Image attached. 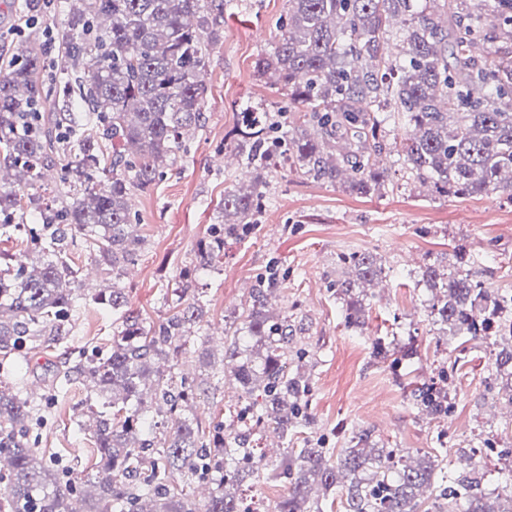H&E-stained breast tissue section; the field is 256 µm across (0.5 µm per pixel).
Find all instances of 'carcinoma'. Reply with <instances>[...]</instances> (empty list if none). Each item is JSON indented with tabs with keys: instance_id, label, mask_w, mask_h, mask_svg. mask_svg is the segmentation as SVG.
I'll use <instances>...</instances> for the list:
<instances>
[{
	"instance_id": "1",
	"label": "carcinoma",
	"mask_w": 512,
	"mask_h": 512,
	"mask_svg": "<svg viewBox=\"0 0 512 512\" xmlns=\"http://www.w3.org/2000/svg\"><path fill=\"white\" fill-rule=\"evenodd\" d=\"M67 8L62 44L83 72L63 93L78 96L89 124L47 111L56 89L43 80L45 44H19L0 73V171L16 179L0 180V236L11 238L27 213L39 220L25 230L39 257L14 263L0 256V352L23 358L45 336L63 339L83 300L120 317L107 348L68 354L53 377L55 388L77 380L101 401L92 413L94 474L70 472L37 448L28 438L36 405L0 388V512H255L227 489L249 477L287 484L273 512H323L310 497L315 486L340 494L343 512H512V469L488 493L480 460L464 458L448 472L443 449L404 464L364 432L336 453L306 440L264 462L249 447L253 437L265 429L282 439L294 434L308 419L311 384L300 362H288V316L267 310L274 277L252 286L241 326L224 329L218 374L239 385L246 404L229 424L199 429L187 415L193 387L155 359L184 352L203 305L186 300L189 282L178 284L165 297L166 317L148 330L121 278L144 243L131 191L163 179L183 156L185 135L203 127L202 72L224 23V0H70ZM397 20L402 46L390 58L381 44ZM503 37L492 53H473L477 41ZM255 68L303 109V120L244 108L227 140L245 167L262 171L281 159L315 181L376 192L390 180L376 163L389 100L405 128L398 156L413 179L438 196L512 198V0H288L281 38ZM48 168L60 171L49 199L39 193ZM262 184L257 177L224 192L223 220L198 249L193 272L214 267L224 240L257 225ZM70 235L107 267L110 286L90 294L75 287L78 271L62 256ZM457 262L455 274L421 271L434 323L445 336L494 341L496 376L512 387V326L488 333L512 310V294L489 291L467 269L470 260ZM338 265L351 271L336 281V294L346 322L357 326L365 306L356 288L379 279L383 267L370 252L340 255ZM446 401L435 382L414 394V404L433 412ZM201 477L215 485L204 502L187 490ZM431 486L438 494L424 511L421 495Z\"/></svg>"
}]
</instances>
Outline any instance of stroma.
Here are the masks:
<instances>
[{
  "instance_id": "1",
  "label": "stroma",
  "mask_w": 512,
  "mask_h": 512,
  "mask_svg": "<svg viewBox=\"0 0 512 512\" xmlns=\"http://www.w3.org/2000/svg\"><path fill=\"white\" fill-rule=\"evenodd\" d=\"M26 0H0V64L22 40H42L68 25L66 0H54L50 15L22 26ZM288 0H228L219 38L208 52L203 73L207 88L202 130L188 139L189 150L163 180L133 190L132 209L147 245L122 284L145 327L164 318L168 285L191 270L200 243L215 224L225 189L244 182L224 165V137L244 104L285 112V91L265 84L255 61L271 51L281 34ZM393 182L380 194L362 196L340 185L323 184L281 163L265 171L268 200L252 233L224 245L217 270L197 274L191 293L203 300V330L190 337L179 369L195 381L192 409L200 429L228 419L238 391L217 382L207 362L224 358V328L240 315L256 280L277 267L283 285L269 310L287 315L298 347L311 365L309 421L293 439L321 438L343 447L351 429L369 432L372 442L415 459L434 449L459 458L484 459L485 439L512 448V408L491 376L494 349L489 341L436 335L427 320L424 288L414 275L426 264L469 256L480 281L491 291L512 292V199L502 194L435 197L397 172L396 157L384 153ZM373 252L385 261L377 287L367 288L370 308L360 327L349 328L333 283L336 258ZM112 338V313L87 305L74 317L60 343L45 342L21 369L0 367V386L38 391L39 446L66 466L83 469L90 444L77 428L92 401L84 385L66 395L50 386L52 367L66 350L105 344ZM447 371L449 412L431 414L412 404V391Z\"/></svg>"
}]
</instances>
